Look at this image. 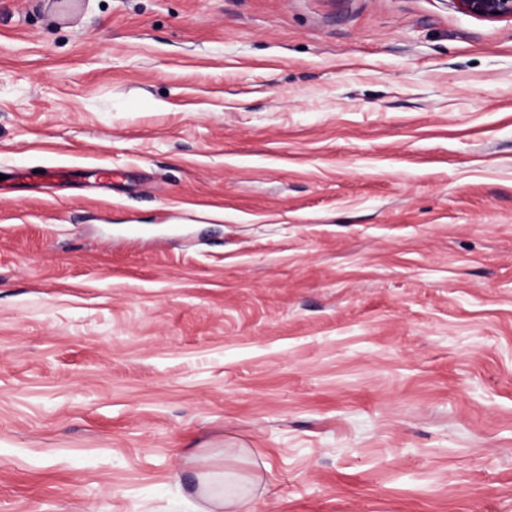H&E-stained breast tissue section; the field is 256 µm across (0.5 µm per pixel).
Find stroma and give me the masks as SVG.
Wrapping results in <instances>:
<instances>
[{
    "label": "stroma",
    "instance_id": "stroma-1",
    "mask_svg": "<svg viewBox=\"0 0 512 512\" xmlns=\"http://www.w3.org/2000/svg\"><path fill=\"white\" fill-rule=\"evenodd\" d=\"M77 3L0 0V512H512V20Z\"/></svg>",
    "mask_w": 512,
    "mask_h": 512
}]
</instances>
